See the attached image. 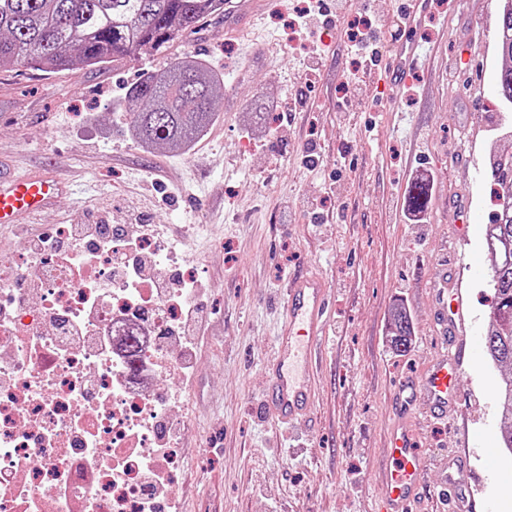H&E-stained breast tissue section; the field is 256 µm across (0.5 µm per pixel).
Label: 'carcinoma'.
Instances as JSON below:
<instances>
[{"label": "carcinoma", "instance_id": "carcinoma-1", "mask_svg": "<svg viewBox=\"0 0 512 512\" xmlns=\"http://www.w3.org/2000/svg\"><path fill=\"white\" fill-rule=\"evenodd\" d=\"M224 13V0H0V67L30 66L58 73L76 64L100 66L134 59L183 39L201 20ZM499 95L512 100V0L497 14ZM224 81L195 60L176 59L127 86V122L134 138L171 150L197 138L216 115L214 96ZM497 208L486 227L489 278L504 312L485 337L501 369L502 444L512 450V154H493ZM412 328L406 312L393 318L394 346L406 351Z\"/></svg>", "mask_w": 512, "mask_h": 512}]
</instances>
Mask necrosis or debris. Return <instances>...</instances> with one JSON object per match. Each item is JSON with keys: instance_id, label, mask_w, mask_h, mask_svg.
Segmentation results:
<instances>
[{"instance_id": "4bbe7bcc", "label": "necrosis or debris", "mask_w": 512, "mask_h": 512, "mask_svg": "<svg viewBox=\"0 0 512 512\" xmlns=\"http://www.w3.org/2000/svg\"><path fill=\"white\" fill-rule=\"evenodd\" d=\"M121 232L63 224L0 258V512H171L184 416L167 378L201 299L190 257L152 237L153 280L116 278L138 252Z\"/></svg>"}]
</instances>
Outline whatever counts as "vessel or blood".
Instances as JSON below:
<instances>
[{
	"label": "vessel or blood",
	"instance_id": "b4317fda",
	"mask_svg": "<svg viewBox=\"0 0 512 512\" xmlns=\"http://www.w3.org/2000/svg\"><path fill=\"white\" fill-rule=\"evenodd\" d=\"M264 6V0H224L225 32L254 23ZM400 11L406 28L416 30L428 16L429 0H401ZM425 57L418 42H403L397 46L387 72L393 82H400ZM64 189V183L46 169L22 176L0 173V224H17L23 217L40 213ZM431 290L437 313V352L424 371L398 380L392 389L395 417L387 429L388 454L375 475L377 512H418L422 442L410 416L423 401L434 421L447 419L457 406L458 375L478 343L477 336L467 335L464 330L461 289L449 287L442 279L434 282ZM329 297L330 286L321 273L302 270L289 275L282 293L273 354L263 364L267 378L264 417L277 427L304 423L313 410L316 364L329 328ZM473 456L489 463L494 451L481 447L469 456L454 451L448 454V470L437 491L447 496L449 512H473L475 508L471 491L456 479L457 471Z\"/></svg>",
	"mask_w": 512,
	"mask_h": 512
}]
</instances>
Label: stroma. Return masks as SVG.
Segmentation results:
<instances>
[{
  "label": "stroma",
  "instance_id": "stroma-1",
  "mask_svg": "<svg viewBox=\"0 0 512 512\" xmlns=\"http://www.w3.org/2000/svg\"><path fill=\"white\" fill-rule=\"evenodd\" d=\"M306 0H268L254 28L211 39L224 19L116 65L47 73L0 69V157L16 171L54 168L66 193L38 224H125L141 212L173 233L196 263L206 301L183 393L188 429L178 441L177 497L184 512H374V473L386 453L392 385L429 364L430 286L460 285L485 333L495 307L484 235L496 208L491 149L512 152V111L500 105L496 0L439 7L424 27L398 25V0H358L347 16L380 24L385 50L401 39L431 54L399 89L384 70L357 85L342 30L347 16L300 30ZM176 57H201L224 78L216 117L191 152L141 149L124 115L127 85ZM434 174L426 223L408 221L407 191ZM469 204L466 239L454 205ZM466 255L481 269L460 266ZM308 268L332 287L327 355L311 425L290 430L263 416L262 368L273 345L276 303L289 274ZM405 309L414 336L392 348L390 323ZM500 373L478 349L459 377L461 411L432 421L419 408L424 488L448 452L477 439L497 450L487 484L458 474L476 503L512 512V455L499 442Z\"/></svg>",
  "mask_w": 512,
  "mask_h": 512
}]
</instances>
